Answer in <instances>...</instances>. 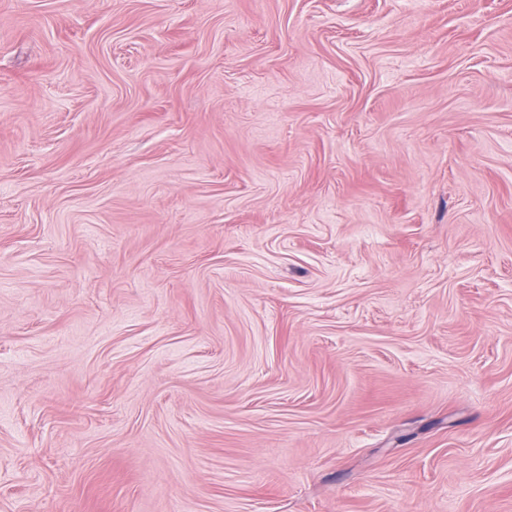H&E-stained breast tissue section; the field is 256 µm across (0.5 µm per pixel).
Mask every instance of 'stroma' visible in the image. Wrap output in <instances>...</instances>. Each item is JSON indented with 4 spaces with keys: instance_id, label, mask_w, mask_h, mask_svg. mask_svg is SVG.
I'll list each match as a JSON object with an SVG mask.
<instances>
[{
    "instance_id": "stroma-1",
    "label": "stroma",
    "mask_w": 512,
    "mask_h": 512,
    "mask_svg": "<svg viewBox=\"0 0 512 512\" xmlns=\"http://www.w3.org/2000/svg\"><path fill=\"white\" fill-rule=\"evenodd\" d=\"M0 512H512V0H0Z\"/></svg>"
}]
</instances>
